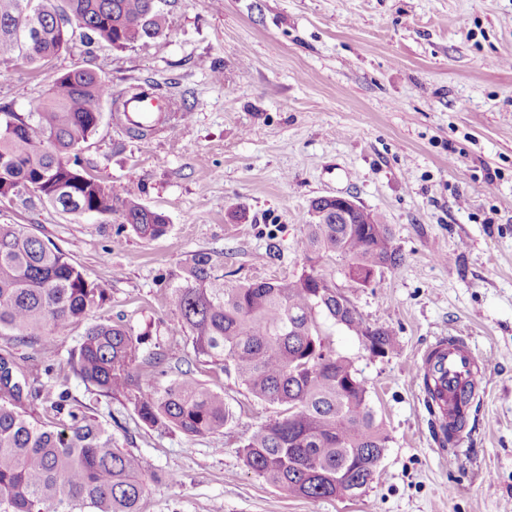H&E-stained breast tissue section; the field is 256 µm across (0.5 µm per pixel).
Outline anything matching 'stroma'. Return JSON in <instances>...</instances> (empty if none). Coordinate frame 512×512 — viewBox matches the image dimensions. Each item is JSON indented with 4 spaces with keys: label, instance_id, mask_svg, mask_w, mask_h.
I'll list each match as a JSON object with an SVG mask.
<instances>
[{
    "label": "stroma",
    "instance_id": "35a3bbf8",
    "mask_svg": "<svg viewBox=\"0 0 512 512\" xmlns=\"http://www.w3.org/2000/svg\"><path fill=\"white\" fill-rule=\"evenodd\" d=\"M74 69L95 71L117 97L152 81L189 113L144 142L105 106L80 152L90 174L167 216L160 238L113 216L0 203V224L51 240L106 288L98 317L145 335L142 385L157 381L144 359L159 353L168 378L191 372L233 414L223 433L187 436L70 379L120 446L149 462L142 512H512V0H176L161 39L79 46L41 70L0 66V106L28 111ZM324 196L377 215L404 261L365 288L341 259L321 264L397 345L373 357L325 323L389 441L360 495L310 499L245 466L243 445L276 408L174 333L169 296L198 254L228 281L296 274L310 204ZM442 335L467 337L488 362L479 426L445 452L415 373Z\"/></svg>",
    "mask_w": 512,
    "mask_h": 512
}]
</instances>
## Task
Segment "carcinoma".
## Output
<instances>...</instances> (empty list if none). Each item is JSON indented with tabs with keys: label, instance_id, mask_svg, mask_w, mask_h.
<instances>
[{
	"label": "carcinoma",
	"instance_id": "1",
	"mask_svg": "<svg viewBox=\"0 0 512 512\" xmlns=\"http://www.w3.org/2000/svg\"><path fill=\"white\" fill-rule=\"evenodd\" d=\"M176 0H0V65L44 67L74 40L116 49L166 34ZM111 90L89 70L53 78L47 98L18 112L0 110V199L34 195L67 214L115 215L141 238L167 232L169 220L82 168L79 152L97 132ZM302 248L306 259L337 256L362 283L397 269L403 256L387 224L363 210L349 223L327 198L311 203ZM106 289L87 280L54 244L17 224H0V333L45 347L74 324L86 329L67 363L90 393L123 397L148 427L187 436L219 434L232 420L224 394L184 373L143 387L136 373L141 338L101 321ZM178 331L197 355L227 363L258 399L279 407L242 449L248 469L288 493L311 499L356 496L372 482L388 435L353 362L336 352L319 317L353 332L386 357L393 331L366 321L351 302L318 291L311 275L249 283L219 281L209 257L197 256L172 290ZM54 379V358L20 364L0 353V512H141L146 459L121 447L109 429ZM44 407L32 417L23 396Z\"/></svg>",
	"mask_w": 512,
	"mask_h": 512
}]
</instances>
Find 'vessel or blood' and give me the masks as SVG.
I'll return each instance as SVG.
<instances>
[{"label": "vessel or blood", "mask_w": 512, "mask_h": 512, "mask_svg": "<svg viewBox=\"0 0 512 512\" xmlns=\"http://www.w3.org/2000/svg\"><path fill=\"white\" fill-rule=\"evenodd\" d=\"M124 109L139 113L141 125L157 130L172 119L178 106L174 98L145 81L126 97ZM416 370L421 375H432L436 382L435 401L440 415L434 419L433 429L437 443H444L450 427L468 421V412L459 409V398L468 391H482L486 365L478 361L465 337L439 336L421 352Z\"/></svg>", "instance_id": "1"}]
</instances>
